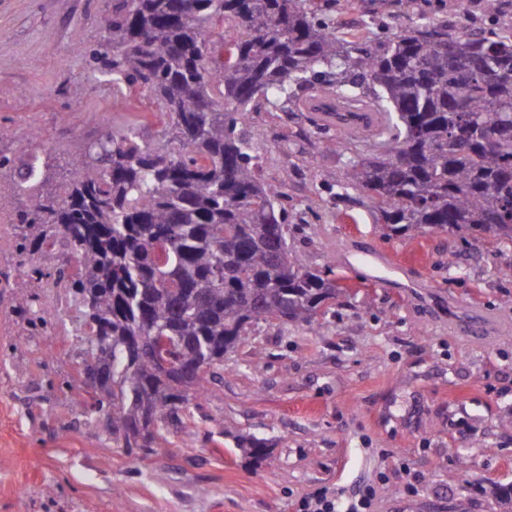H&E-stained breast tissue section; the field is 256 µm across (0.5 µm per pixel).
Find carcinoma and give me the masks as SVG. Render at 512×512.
Here are the masks:
<instances>
[{
  "label": "carcinoma",
  "instance_id": "cac0c4a2",
  "mask_svg": "<svg viewBox=\"0 0 512 512\" xmlns=\"http://www.w3.org/2000/svg\"><path fill=\"white\" fill-rule=\"evenodd\" d=\"M318 11L315 0H112L93 59L117 91L150 100L162 136L107 129L72 159L60 194L42 191L35 164L19 172L16 250L61 236L76 267L61 264L54 283L82 306L83 336L112 337L101 391L66 399L105 414L129 453L164 451L172 419L252 324L311 326L342 293L332 266L293 253L287 194L261 182L239 115L317 84L333 104L369 106L384 128L338 136L332 150L371 147L350 160L344 188L370 201L382 230L512 242V136L485 143L487 124L512 127V27L456 32L420 15L371 43ZM216 21L236 31L219 61ZM149 336L165 339L169 369L138 350Z\"/></svg>",
  "mask_w": 512,
  "mask_h": 512
}]
</instances>
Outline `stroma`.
<instances>
[{
	"instance_id": "35a3bbf8",
	"label": "stroma",
	"mask_w": 512,
	"mask_h": 512,
	"mask_svg": "<svg viewBox=\"0 0 512 512\" xmlns=\"http://www.w3.org/2000/svg\"><path fill=\"white\" fill-rule=\"evenodd\" d=\"M455 30L490 26L484 0H419ZM109 0H0V196L27 197L18 168L37 161L45 191L66 180L72 157L111 123L160 122L140 92L117 95L85 51L104 34ZM322 21L372 42L409 25L390 0H340ZM239 129L258 148L262 182L284 187L290 244L302 262L334 261L345 295L318 324L261 322L212 377L208 397L182 411L184 431L162 456L116 447L102 416L65 398L83 351L81 312L52 279L30 280L11 247L19 228L0 213V512H295L326 490L373 492L371 512H500L512 487V328L479 336L448 327L433 308L336 263L355 239L395 251L441 297L512 318V244L464 241L441 230L385 238L367 200L342 192L350 151H326L335 125L302 103L261 107ZM37 145H29L30 135ZM51 310L55 327L31 326L19 301ZM267 449L256 459L241 442ZM468 458L461 471L456 454Z\"/></svg>"
}]
</instances>
